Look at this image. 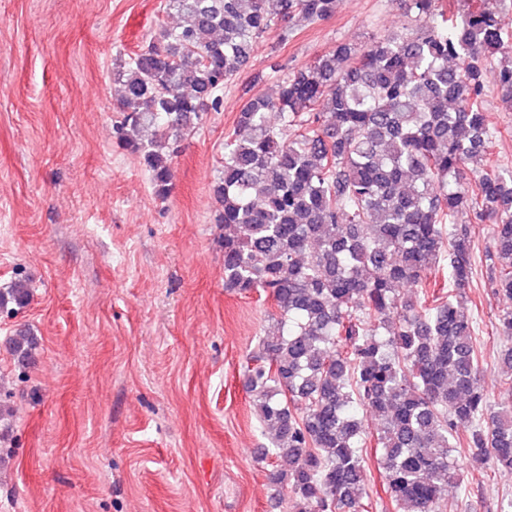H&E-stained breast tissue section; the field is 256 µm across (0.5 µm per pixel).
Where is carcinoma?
Here are the masks:
<instances>
[{"label":"carcinoma","instance_id":"1","mask_svg":"<svg viewBox=\"0 0 512 512\" xmlns=\"http://www.w3.org/2000/svg\"><path fill=\"white\" fill-rule=\"evenodd\" d=\"M402 29L340 43L259 83L239 133L224 139L212 186L224 227V288L272 299L275 314L247 383L273 454L269 474L291 512H370L376 448L394 512H443L461 480L456 453L512 473V408L481 389L484 361L463 294L473 283L468 210L489 225L497 293L512 299V170L489 163L484 71L512 110V21L502 0L465 10L403 0ZM336 0H165L175 26L155 33L117 73L116 144L141 158L157 198L188 129L220 111L221 92L269 35L330 18ZM442 271L443 286L428 274ZM408 286L412 295L401 296ZM23 279L0 309L26 307ZM512 338V307L497 315ZM21 363L36 338L10 340ZM379 420L369 431L362 413Z\"/></svg>","mask_w":512,"mask_h":512}]
</instances>
